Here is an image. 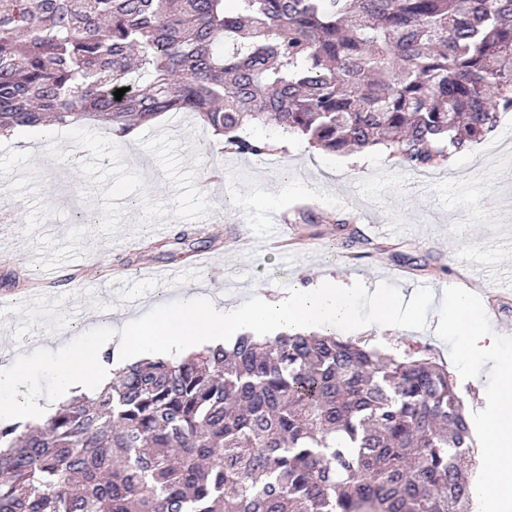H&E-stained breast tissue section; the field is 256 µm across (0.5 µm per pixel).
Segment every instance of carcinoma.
I'll list each match as a JSON object with an SVG mask.
<instances>
[{
  "mask_svg": "<svg viewBox=\"0 0 512 512\" xmlns=\"http://www.w3.org/2000/svg\"><path fill=\"white\" fill-rule=\"evenodd\" d=\"M167 112L432 169L512 112V0H0V134ZM471 447L436 361L245 333L0 423V512H471Z\"/></svg>",
  "mask_w": 512,
  "mask_h": 512,
  "instance_id": "cac0c4a2",
  "label": "carcinoma"
}]
</instances>
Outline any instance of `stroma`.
<instances>
[{"mask_svg": "<svg viewBox=\"0 0 512 512\" xmlns=\"http://www.w3.org/2000/svg\"><path fill=\"white\" fill-rule=\"evenodd\" d=\"M284 150L262 159L223 150L189 112L164 114L118 139L103 127L52 123L0 139V217L21 230L0 238V294L12 295L0 311V365L32 363V388L43 402L59 401L54 377L43 370L54 339L72 342L95 333L120 339L126 328L117 312L137 298L129 318L175 305L186 293L225 294L224 274L239 280L235 296L254 288L278 289L325 272L363 276L368 288H390L408 307L422 283L437 295L462 287L480 291V304L505 346L512 348V140L491 158L484 142L453 154L451 165L432 169L428 189L386 150L330 155L288 139ZM496 164L494 179L473 180ZM98 219L81 222L67 192L84 193ZM315 223L302 221L304 204ZM274 214L295 229L293 263L264 249L254 222ZM361 232L345 242L336 222ZM188 258L180 281L148 279L144 269H166L178 233ZM82 276L70 278L73 268ZM59 279L50 306L37 308L29 292L48 270ZM370 347L426 354L446 366L468 417L484 406L492 383L489 366L458 373L447 332L352 334Z\"/></svg>", "mask_w": 512, "mask_h": 512, "instance_id": "35a3bbf8", "label": "stroma"}]
</instances>
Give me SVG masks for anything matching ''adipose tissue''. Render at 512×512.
Wrapping results in <instances>:
<instances>
[{"label": "adipose tissue", "mask_w": 512, "mask_h": 512, "mask_svg": "<svg viewBox=\"0 0 512 512\" xmlns=\"http://www.w3.org/2000/svg\"><path fill=\"white\" fill-rule=\"evenodd\" d=\"M363 292V280L346 282L329 274L270 290L237 306L221 307L194 292L180 304L133 325L122 346L129 355L181 356L198 345H217L241 333L267 336L314 328L343 334L362 326L382 333L416 329L426 315H433L455 337L454 358L462 369H472L488 357L494 361L495 385L478 419L490 479L475 492V512H512V351L502 348L486 311L470 290L455 288L437 302L418 299L415 310L405 316L389 292L377 291L364 312L358 303ZM111 350V337L89 335L49 357L44 367L55 377L62 399L90 395L107 385L120 369L117 361L105 359ZM30 373L25 362L0 368V421L23 418L38 424L48 413V406L27 386Z\"/></svg>", "instance_id": "ef3b65f1"}]
</instances>
